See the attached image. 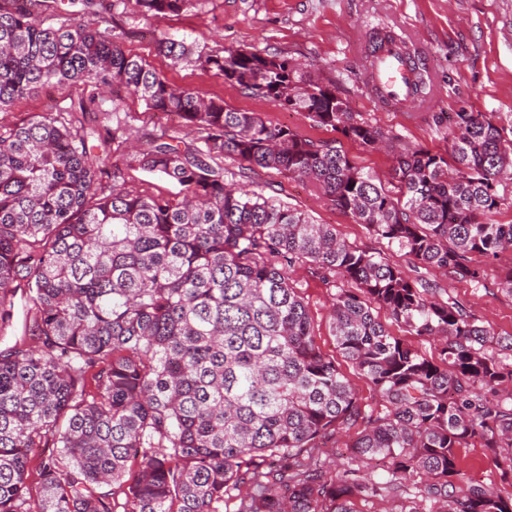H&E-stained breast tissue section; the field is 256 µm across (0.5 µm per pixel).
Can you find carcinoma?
<instances>
[{"label":"carcinoma","instance_id":"1","mask_svg":"<svg viewBox=\"0 0 512 512\" xmlns=\"http://www.w3.org/2000/svg\"><path fill=\"white\" fill-rule=\"evenodd\" d=\"M195 2L135 5L154 17ZM82 4L87 16L54 26L48 0H0V112L44 87L120 88L196 126L202 146L146 133L108 172L88 145L82 98L0 124V329L13 325L22 282L21 337L35 341L0 350V512H512V497L468 482L457 456L477 441L512 474V336L334 225L226 183L218 163L307 179L413 268L479 283L473 256L512 251V223L489 221L512 204L498 192L512 138L481 112H458L448 152L397 147L388 187L341 139L373 149L398 136L288 57L157 40L173 64L214 71L341 138L313 140L173 85L112 38L96 0ZM416 65L422 101L430 84ZM126 167L179 192L129 188ZM299 263L336 286V349L375 407L317 346L290 277ZM378 310L433 341L434 355L392 335ZM360 423L343 463L326 466L320 439ZM37 448L50 452L33 485Z\"/></svg>","mask_w":512,"mask_h":512}]
</instances>
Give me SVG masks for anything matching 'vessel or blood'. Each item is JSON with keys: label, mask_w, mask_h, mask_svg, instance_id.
Instances as JSON below:
<instances>
[{"label": "vessel or blood", "mask_w": 512, "mask_h": 512, "mask_svg": "<svg viewBox=\"0 0 512 512\" xmlns=\"http://www.w3.org/2000/svg\"><path fill=\"white\" fill-rule=\"evenodd\" d=\"M380 106L403 112L411 105V87L415 79L413 64L399 41H383L374 55L370 70Z\"/></svg>", "instance_id": "1"}]
</instances>
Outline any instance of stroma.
I'll use <instances>...</instances> for the list:
<instances>
[{
  "label": "stroma",
  "instance_id": "35a3bbf8",
  "mask_svg": "<svg viewBox=\"0 0 512 512\" xmlns=\"http://www.w3.org/2000/svg\"><path fill=\"white\" fill-rule=\"evenodd\" d=\"M101 3L114 19L113 37L164 71L174 84L223 98L231 108L259 113L267 123L289 127L303 136L326 140L334 133L313 126L306 113L285 111L244 95L214 72L193 65L171 66L155 48L157 34L200 43L209 52L249 47L288 56L312 78L333 84L351 111L400 135L403 142L435 152L448 149L444 132L434 124L439 114L482 112L505 131H512V0H197L194 8L181 15L148 18L136 12L134 0ZM384 29L399 35L430 72L433 90L416 111L385 112L373 98L367 50L373 35ZM73 94L95 99L85 118V129L92 135L112 129V115L117 112L133 130L165 132L174 144L199 141L197 130L180 117L147 110L136 97L125 94L115 100L83 85L75 87ZM343 147L362 172L390 181L394 153L368 150L348 140ZM250 180L255 189L304 212L312 222L335 225L340 237L359 249L381 253L411 269L404 252L336 211L309 181L261 168L251 172ZM510 267L512 252H506L486 265L481 282L444 278L439 285L497 334L509 336L512 294L501 289L499 279ZM292 278L309 309L317 345L325 355L337 358L329 322L335 286L313 276L303 265ZM458 454L463 471L473 481L512 497V475L503 476L480 444L459 449Z\"/></svg>",
  "mask_w": 512,
  "mask_h": 512
}]
</instances>
